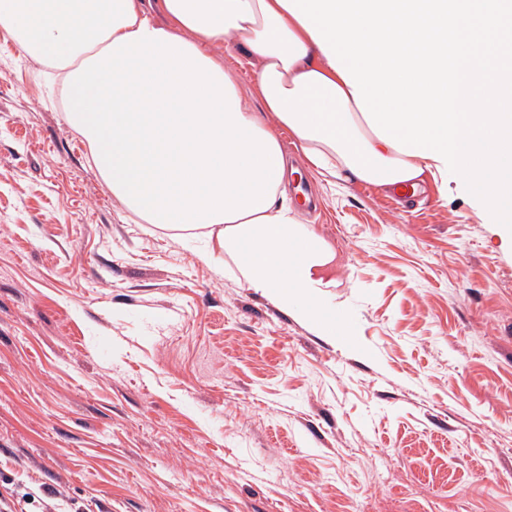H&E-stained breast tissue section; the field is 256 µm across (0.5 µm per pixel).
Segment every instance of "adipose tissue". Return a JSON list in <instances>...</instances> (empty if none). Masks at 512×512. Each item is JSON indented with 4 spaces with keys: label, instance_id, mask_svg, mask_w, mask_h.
<instances>
[{
    "label": "adipose tissue",
    "instance_id": "obj_1",
    "mask_svg": "<svg viewBox=\"0 0 512 512\" xmlns=\"http://www.w3.org/2000/svg\"><path fill=\"white\" fill-rule=\"evenodd\" d=\"M5 27L35 61L62 70L67 120L112 194L204 257L233 264L247 288L330 336L333 255L284 203L281 135L341 182L383 188L438 177L437 162L380 140L351 88L278 0H0ZM255 64L253 111L225 43Z\"/></svg>",
    "mask_w": 512,
    "mask_h": 512
}]
</instances>
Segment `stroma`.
<instances>
[{"label":"stroma","mask_w":512,"mask_h":512,"mask_svg":"<svg viewBox=\"0 0 512 512\" xmlns=\"http://www.w3.org/2000/svg\"><path fill=\"white\" fill-rule=\"evenodd\" d=\"M281 142L351 339L126 210L0 42V481L61 512H512V240L456 180L408 204Z\"/></svg>","instance_id":"obj_1"}]
</instances>
